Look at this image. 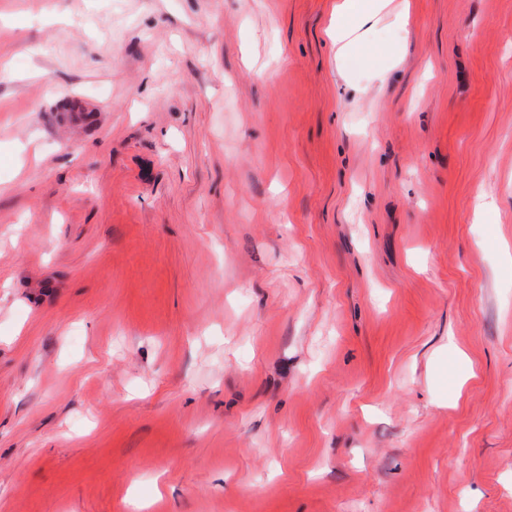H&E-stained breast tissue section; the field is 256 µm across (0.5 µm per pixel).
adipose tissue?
Instances as JSON below:
<instances>
[{
	"label": "adipose tissue",
	"mask_w": 512,
	"mask_h": 512,
	"mask_svg": "<svg viewBox=\"0 0 512 512\" xmlns=\"http://www.w3.org/2000/svg\"><path fill=\"white\" fill-rule=\"evenodd\" d=\"M387 18L403 28L408 12L394 6L393 0H336L329 28L337 55L351 58L369 80L381 83L386 81L387 71L373 64L367 37Z\"/></svg>",
	"instance_id": "obj_1"
}]
</instances>
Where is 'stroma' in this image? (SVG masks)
I'll use <instances>...</instances> for the list:
<instances>
[{"mask_svg":"<svg viewBox=\"0 0 512 512\" xmlns=\"http://www.w3.org/2000/svg\"><path fill=\"white\" fill-rule=\"evenodd\" d=\"M335 2L0 0V512H512V0ZM394 0H337L329 36L336 44V55L350 57L370 81L385 83L388 70L372 63L367 37L386 18L402 31L407 25L406 7L393 6Z\"/></svg>","mask_w":512,"mask_h":512,"instance_id":"stroma-1","label":"stroma"}]
</instances>
